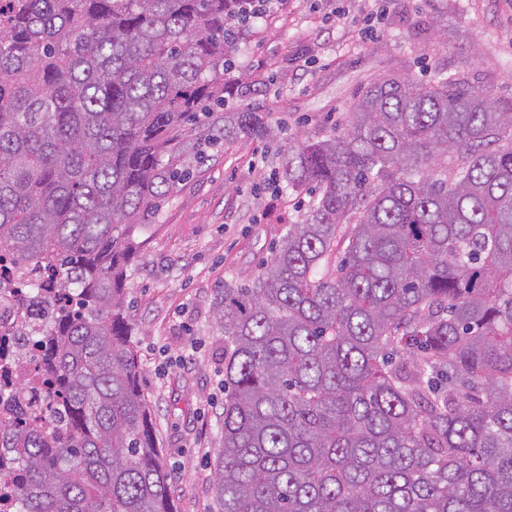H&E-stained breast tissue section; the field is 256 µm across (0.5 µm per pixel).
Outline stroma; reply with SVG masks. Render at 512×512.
<instances>
[{"label":"stroma","mask_w":512,"mask_h":512,"mask_svg":"<svg viewBox=\"0 0 512 512\" xmlns=\"http://www.w3.org/2000/svg\"><path fill=\"white\" fill-rule=\"evenodd\" d=\"M254 91L240 109L268 113L276 141L226 143L135 234L128 313L176 512H217L213 486L224 408V286L260 272L281 218H299L280 188L281 152L297 137L343 128L359 89L379 76L432 79L465 66L470 84L512 98V0H285L241 41Z\"/></svg>","instance_id":"1"}]
</instances>
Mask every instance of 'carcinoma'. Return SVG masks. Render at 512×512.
<instances>
[{
	"mask_svg": "<svg viewBox=\"0 0 512 512\" xmlns=\"http://www.w3.org/2000/svg\"><path fill=\"white\" fill-rule=\"evenodd\" d=\"M257 0H0V253L46 343L0 412L17 512H174L124 315L135 233L239 136ZM310 197L224 288L218 512H512V100L369 80L284 150ZM52 286L67 297L49 305Z\"/></svg>",
	"mask_w": 512,
	"mask_h": 512,
	"instance_id": "cac0c4a2",
	"label": "carcinoma"
}]
</instances>
